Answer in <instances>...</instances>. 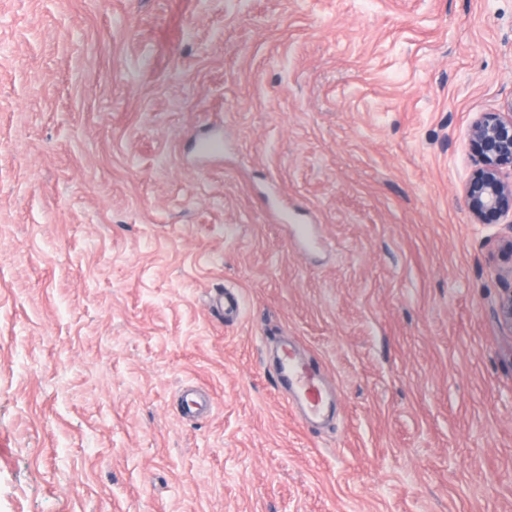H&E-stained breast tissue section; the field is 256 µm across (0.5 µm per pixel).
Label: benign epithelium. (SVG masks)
Masks as SVG:
<instances>
[{"instance_id":"1","label":"benign epithelium","mask_w":512,"mask_h":512,"mask_svg":"<svg viewBox=\"0 0 512 512\" xmlns=\"http://www.w3.org/2000/svg\"><path fill=\"white\" fill-rule=\"evenodd\" d=\"M475 169L462 200L476 224H496L512 215V102L504 112H480L469 128Z\"/></svg>"}]
</instances>
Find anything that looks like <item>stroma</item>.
Returning a JSON list of instances; mask_svg holds the SVG:
<instances>
[{
	"mask_svg": "<svg viewBox=\"0 0 512 512\" xmlns=\"http://www.w3.org/2000/svg\"><path fill=\"white\" fill-rule=\"evenodd\" d=\"M511 101L512 0H0V512H512ZM506 111L480 112L469 128L476 160L462 200L476 224L512 215V102ZM277 376L288 394V407L298 406L306 416L317 417L326 407L327 392L315 376L308 373L288 348L277 365Z\"/></svg>",
	"mask_w": 512,
	"mask_h": 512,
	"instance_id": "stroma-1",
	"label": "stroma"
}]
</instances>
